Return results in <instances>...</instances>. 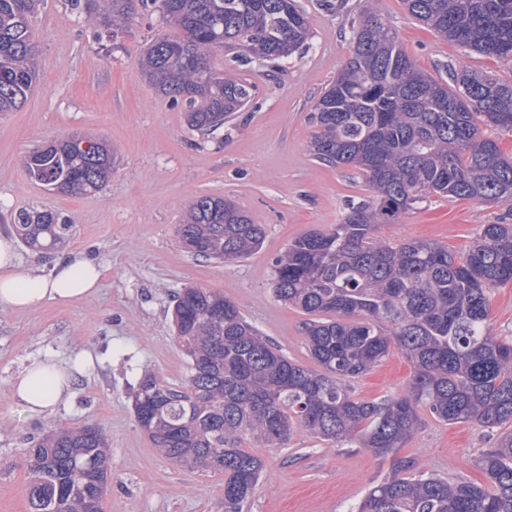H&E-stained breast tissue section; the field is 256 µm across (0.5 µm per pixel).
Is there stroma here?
I'll list each match as a JSON object with an SVG mask.
<instances>
[{"instance_id":"1","label":"stroma","mask_w":512,"mask_h":512,"mask_svg":"<svg viewBox=\"0 0 512 512\" xmlns=\"http://www.w3.org/2000/svg\"><path fill=\"white\" fill-rule=\"evenodd\" d=\"M311 24L303 52L275 64L236 68L231 50L218 70L254 81L253 105L203 135L189 128L185 104L157 94L141 75L146 44L171 31L159 12L138 13L113 37L95 39L71 0H42L30 20L37 81L27 103L0 114V235L14 236L12 214L48 209L73 233L52 250L18 244L21 270H49L55 257L80 253L99 262V290L67 305L0 311V512H30L25 452L46 426L97 425L110 446L109 488L101 512H224V476L177 466L139 427L134 393L146 374L183 385L188 360L175 339L174 297L188 287L219 292L292 359L308 357L304 314L276 300L272 261L301 235L340 223L349 203L371 191L355 170L317 161L309 150L311 114L350 53L349 26L374 10L419 68L435 77L448 66L512 80V59L467 53L414 20L403 0H299ZM82 133L111 143L115 164L98 191L64 195L31 177L22 156L48 141ZM231 198L263 225L264 243L249 258L224 265L181 248L177 230L202 195ZM512 223L501 204L432 195L382 225L383 238L435 240L460 251L480 225ZM89 351L93 366L77 376L66 404L38 416L9 398L10 381L32 359L73 360ZM411 366L398 348L353 380L351 394L379 400L403 394ZM495 432L475 423L448 425L422 414L401 455L451 481L483 482L475 461ZM264 470L248 512H350L384 479L390 459L338 447L296 431L287 446L264 448Z\"/></svg>"}]
</instances>
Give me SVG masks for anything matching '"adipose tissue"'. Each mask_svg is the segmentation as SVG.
Instances as JSON below:
<instances>
[{
  "label": "adipose tissue",
  "mask_w": 512,
  "mask_h": 512,
  "mask_svg": "<svg viewBox=\"0 0 512 512\" xmlns=\"http://www.w3.org/2000/svg\"><path fill=\"white\" fill-rule=\"evenodd\" d=\"M101 275L99 263L79 254L55 258L47 276L20 271L13 240L0 237V309L26 311L49 301L73 302L90 295ZM75 371L59 359L32 360L14 377L10 395L32 412L54 413L71 397Z\"/></svg>",
  "instance_id": "adipose-tissue-1"
}]
</instances>
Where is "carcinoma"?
I'll return each instance as SVG.
<instances>
[{
  "instance_id": "cac0c4a2",
  "label": "carcinoma",
  "mask_w": 512,
  "mask_h": 512,
  "mask_svg": "<svg viewBox=\"0 0 512 512\" xmlns=\"http://www.w3.org/2000/svg\"><path fill=\"white\" fill-rule=\"evenodd\" d=\"M38 0H0V112L21 109L37 78L29 17ZM408 13L469 51L512 58V0H404ZM88 22L117 32L139 10L159 11L177 33L153 40L139 65L158 93L188 101L187 125L216 130L255 98L256 85L218 72L214 53L234 62L286 59L310 35L297 0H75ZM351 52L318 98L312 156L364 177L371 200L342 220L288 244L273 263V295L309 319L301 335L311 364L292 360L224 295L185 288L173 322L188 379L154 375L134 396L138 424L156 450L189 469L224 473V512H246L264 467L243 448L280 447L303 430L330 444L392 458L388 476L355 512H512V340L490 334L492 289L512 283V224H483L463 252L377 234L430 194L512 205V155L480 125L512 131V82L460 65L451 81L419 69L396 33L367 11L350 25ZM45 186L101 188L112 148L88 155L77 144L41 146L21 158ZM13 227L28 246L50 249L73 225L50 210H21ZM188 252L226 263L259 250L265 232L220 196H199L178 229ZM397 346L412 367L405 393L357 400L351 380ZM497 432L476 460L486 483L450 481L423 470L399 448L420 413ZM30 512H89L110 471L107 441L93 424L48 430L27 450Z\"/></svg>"
}]
</instances>
